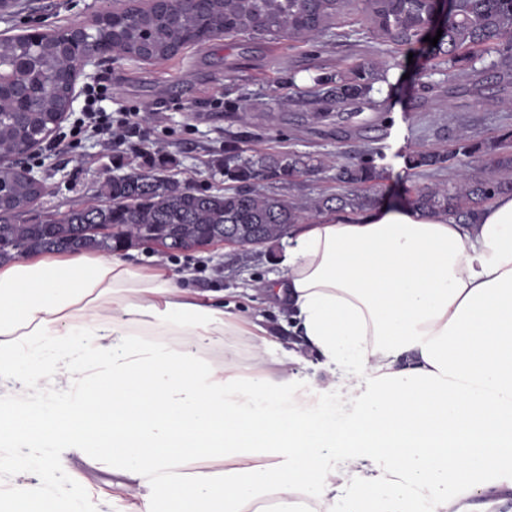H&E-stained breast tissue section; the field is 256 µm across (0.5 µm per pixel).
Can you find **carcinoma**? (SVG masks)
<instances>
[{
  "instance_id": "1",
  "label": "carcinoma",
  "mask_w": 512,
  "mask_h": 512,
  "mask_svg": "<svg viewBox=\"0 0 512 512\" xmlns=\"http://www.w3.org/2000/svg\"><path fill=\"white\" fill-rule=\"evenodd\" d=\"M361 13L376 38L397 46L420 47L425 60L446 64L465 59H491V77L512 72V0H161L147 7L100 13L80 40L62 33L32 32L0 38V71L10 81L0 86V161L28 154L59 126L70 104L77 58L91 47L117 51L143 61L167 60L182 48L224 36L267 34L302 42L316 37L345 11ZM443 30L437 45L425 41ZM377 72L366 63L351 67L348 78L321 75L327 102L338 107L371 105ZM449 156L419 153L412 166L441 167ZM310 163L291 153L256 158L230 151L224 176L240 187L220 193L196 190L161 176L152 166L106 181L98 200L86 207L36 224L17 222L43 194L41 185L18 167L0 168V260L41 250L96 251L104 254L153 238L169 240L167 251L183 252L209 231L224 224L259 226L258 241L268 244L303 221L304 208L284 198L259 193L252 182L274 171L289 181ZM379 178L368 159L357 166L337 167L344 193L319 200V210L362 209L375 197L362 186ZM512 182L488 178L417 192L414 203L469 220L473 212ZM89 224H110L114 232L100 238L86 232Z\"/></svg>"
}]
</instances>
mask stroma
I'll return each instance as SVG.
<instances>
[{
	"label": "stroma",
	"mask_w": 512,
	"mask_h": 512,
	"mask_svg": "<svg viewBox=\"0 0 512 512\" xmlns=\"http://www.w3.org/2000/svg\"><path fill=\"white\" fill-rule=\"evenodd\" d=\"M128 0H15L0 11V37L36 28L61 32L70 25H90L97 14L120 9ZM408 49L370 38L356 11L340 26L310 43L263 34L234 35L195 44L159 62L119 54L86 68L75 80L76 99L50 136L54 151L36 147L17 164L42 180L45 191L25 223L46 213L62 214L84 206L109 177L142 170L157 157L170 158L165 173L183 184L212 192L231 182L224 176L230 146L245 156L268 152L311 157L316 168L290 182L263 180L258 192L312 204L337 193L336 166L356 164L368 152L381 173L373 193L389 204L411 201L423 187L454 186L462 175L473 179L512 178L495 164L492 146L512 132V79L478 84L469 64L429 68L408 58ZM360 62L387 66V79L374 94V107L353 114L324 108L315 101L312 76L347 73ZM100 81L114 103L148 114L134 137L108 146L92 134L72 141L69 130L85 106V88ZM480 146L477 162L461 173L457 161L444 167L411 166L423 152L455 153L462 144ZM281 242L264 247L216 245L183 253L133 244L124 257L137 266L163 264L182 275L183 287L220 291L235 316L260 319L271 343L268 359L287 361L298 352L303 362L293 370L302 388L335 402L341 416L352 414L355 394L333 380L285 311L264 291L271 279L284 275ZM111 470L89 463L73 448H9L0 451V491L23 483L49 488L58 499L81 494L83 512H109Z\"/></svg>",
	"instance_id": "obj_1"
}]
</instances>
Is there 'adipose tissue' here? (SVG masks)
Segmentation results:
<instances>
[{"label":"adipose tissue","mask_w":512,"mask_h":512,"mask_svg":"<svg viewBox=\"0 0 512 512\" xmlns=\"http://www.w3.org/2000/svg\"><path fill=\"white\" fill-rule=\"evenodd\" d=\"M281 264L268 294L365 383L347 419L270 368L264 329L221 293L201 300L163 265L43 252L0 264V449L111 465L112 512H494L512 489V193L464 223L406 203L296 224ZM148 323L182 342L132 341ZM216 332L252 337L250 371L230 350L196 356ZM51 372L70 393L30 404Z\"/></svg>","instance_id":"ef3b65f1"}]
</instances>
